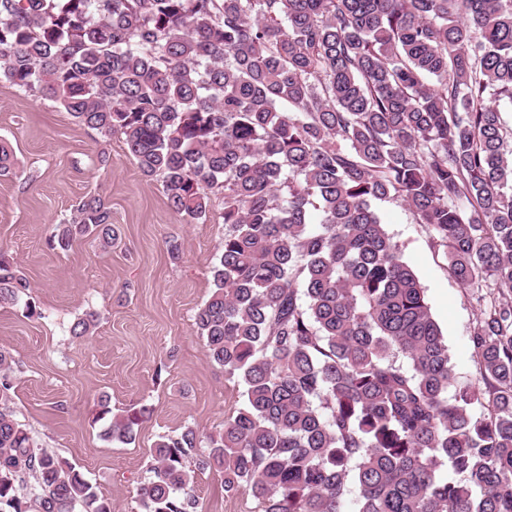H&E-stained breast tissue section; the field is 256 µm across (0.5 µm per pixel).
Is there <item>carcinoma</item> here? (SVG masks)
Returning a JSON list of instances; mask_svg holds the SVG:
<instances>
[{
    "label": "carcinoma",
    "mask_w": 512,
    "mask_h": 512,
    "mask_svg": "<svg viewBox=\"0 0 512 512\" xmlns=\"http://www.w3.org/2000/svg\"><path fill=\"white\" fill-rule=\"evenodd\" d=\"M0 83L121 133L172 211L224 191L195 320L243 401L200 447L159 436L143 512H197L195 470L261 512H512V0H0ZM14 169L0 140V175ZM399 199L476 289L480 381L448 346L372 204ZM319 212L314 223L310 211ZM112 246L97 197L56 225ZM29 285L0 250V303ZM95 315L72 326L91 335ZM0 352V512H112L37 448ZM146 407L110 421L129 444ZM448 467L452 476L441 473Z\"/></svg>",
    "instance_id": "cac0c4a2"
}]
</instances>
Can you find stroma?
Wrapping results in <instances>:
<instances>
[{
    "label": "stroma",
    "instance_id": "1",
    "mask_svg": "<svg viewBox=\"0 0 512 512\" xmlns=\"http://www.w3.org/2000/svg\"><path fill=\"white\" fill-rule=\"evenodd\" d=\"M0 138L16 158L14 174L0 177V248L29 284L17 303L0 305V350L14 360L10 405L38 447L75 465L112 512H142L137 488L158 437L188 427L203 438L218 433L242 403L240 386L206 358L194 319L213 291L224 195L209 190L206 218L173 214L160 179L142 175L124 135L101 136L41 94L3 84ZM90 196L112 212V247L84 237L51 249L55 224ZM373 207L426 291L455 386L475 383L473 289L459 285L434 233L403 202ZM171 239L180 246L175 260ZM30 302L37 315L28 314ZM90 311L99 317L95 332L73 336V323ZM104 395L116 416L149 408L134 443L103 439L96 412ZM195 490L199 512H260L251 494L225 498L216 472H197Z\"/></svg>",
    "mask_w": 512,
    "mask_h": 512
}]
</instances>
